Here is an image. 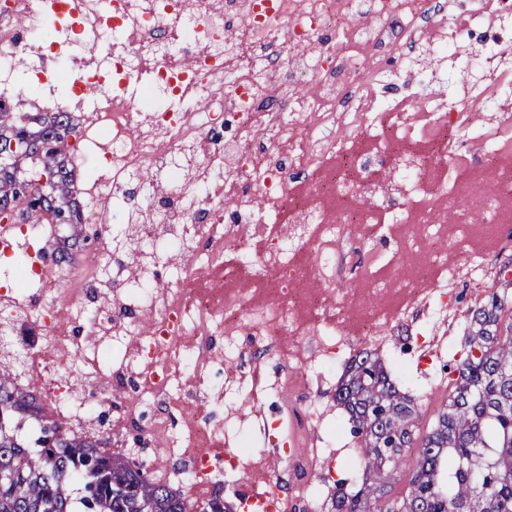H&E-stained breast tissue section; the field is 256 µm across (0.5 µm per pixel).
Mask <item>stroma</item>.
Listing matches in <instances>:
<instances>
[{"label":"stroma","mask_w":512,"mask_h":512,"mask_svg":"<svg viewBox=\"0 0 512 512\" xmlns=\"http://www.w3.org/2000/svg\"><path fill=\"white\" fill-rule=\"evenodd\" d=\"M437 230V239L431 242L423 239V231L417 225L394 224L386 229L384 237L344 243V251L351 253L352 258L341 285L351 289L357 298L353 325H362L365 303H373L384 311L398 310L407 303L404 292L388 288L386 264L387 257L397 252L400 240L406 235L418 236L421 242L414 253L404 256L401 272L408 280L430 286L440 280L443 263L463 262L468 254L481 252L483 245L490 241L488 235L476 228L469 230L467 236H460L457 225L452 223L438 222ZM473 305L469 290H462L444 316L423 311L413 319L397 323L387 343L378 350L399 387L415 398L422 415V427H431L436 410L447 397L443 388L449 380L447 365L463 353L467 314ZM111 314V295L90 294L83 318L74 325L66 350L53 354L54 359L68 366L66 372L58 374L57 380L63 389L81 397L78 409L85 421L83 433L104 440L107 451L122 449L137 461L146 463L155 446L139 444L135 436L137 431L150 430L153 417L162 406L157 402L145 403L135 425L116 426L115 421L124 407L120 390L112 384V372L120 368L128 348L114 345L111 337L100 332V319ZM18 338L31 347L38 340L34 334L10 331L8 341L0 343V364L13 366L20 389L38 392L45 375L19 358L11 345L12 340ZM238 341L243 353L231 368L232 373L242 378L233 396L237 413L230 418L223 406L212 405L205 410L201 425L223 429L225 454H237L240 441L250 442L276 477L280 494L288 500V512H326L325 505L336 481L353 480L362 474L361 469L354 466L357 442L347 431L346 414L334 399L347 354H340L333 362L324 360L315 351L311 337L288 334L282 336V343L300 351L301 357L286 362L250 353L252 337L242 335ZM284 373L302 380V387L290 400L294 407L308 415V431L323 450L320 467L308 477L310 492L306 495L297 492L288 467V437L280 428L284 417L281 399L274 392L263 398L251 394L252 379L270 385ZM210 480L207 491H186L188 512H195L197 505L213 493L239 504L248 475L243 467L221 464L213 470Z\"/></svg>","instance_id":"obj_1"}]
</instances>
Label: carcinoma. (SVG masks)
<instances>
[{
	"mask_svg": "<svg viewBox=\"0 0 512 512\" xmlns=\"http://www.w3.org/2000/svg\"><path fill=\"white\" fill-rule=\"evenodd\" d=\"M80 121L72 112L20 113L0 102V147L28 144L10 169L0 168V221L9 203L19 223L48 215L67 224L70 240L88 239L74 197L75 155L69 139ZM34 167L52 176L43 185L25 181ZM467 350L448 365V401L424 434L415 399L399 390L381 360L361 351L346 365L335 399L360 439L362 477L336 481L329 512H512V293L491 288L469 310ZM0 406L15 422L36 416L37 398L19 389L0 366ZM60 447L34 448L11 428L0 427V512H185L184 494L153 477L123 452L106 453L86 435H60ZM413 468L396 495L389 475L408 458Z\"/></svg>",
	"mask_w": 512,
	"mask_h": 512,
	"instance_id": "obj_1",
	"label": "carcinoma"
}]
</instances>
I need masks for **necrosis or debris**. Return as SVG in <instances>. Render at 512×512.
<instances>
[{"instance_id":"1","label":"necrosis or debris","mask_w":512,"mask_h":512,"mask_svg":"<svg viewBox=\"0 0 512 512\" xmlns=\"http://www.w3.org/2000/svg\"><path fill=\"white\" fill-rule=\"evenodd\" d=\"M89 7L100 19L105 74L79 58L84 27L69 0H6L0 83L14 89L15 58L52 18H66L46 45L64 68L43 72L39 83L66 78L70 96L47 103L80 112L83 153L104 158L108 174L137 189L146 175L161 178L131 211L125 231L147 250L116 243L111 262L99 257L94 266L107 271L113 292L127 294L112 302L113 337L136 340L137 368L127 377L136 388L126 416L135 418L148 399L179 412L185 429L175 437L167 418L155 419L152 433L163 443L152 464L165 472L174 449H183L195 460L197 485L212 470L198 452L206 443L222 445V433L199 426L202 405L173 397V382L198 388L216 361L232 366L242 327L262 341L312 336L320 356L334 360L352 347L342 324L354 298L336 285L347 263L340 243L382 235L390 224L432 230L436 208L452 221L461 217L456 194L427 199L430 158L395 152L377 134L380 113H393L402 139L432 143L450 174L469 160L494 161L512 144L511 115H502L495 131L487 121L512 99V0H438L433 11L422 0H276L274 22L261 18L254 0H89ZM146 70L151 79L133 98L112 95L100 81L132 80ZM305 74L314 82L301 83ZM450 125L466 132L468 154L443 139ZM358 131L373 135L371 152L354 149ZM337 156L342 176L320 179ZM511 196V182L492 181L472 206L505 248L512 230L499 224L498 212ZM324 197L346 203L344 213L321 207ZM283 223L288 233L280 232ZM311 233L317 242L303 266L294 247ZM257 237L266 245L254 255L245 245ZM161 243L174 250L177 279L155 290ZM391 267V285L409 302L391 316L371 314L367 341L375 347L396 323L443 301L459 280L481 289L505 276L480 255L445 265L442 280L421 290L401 276L399 262ZM249 271L272 282L275 301L209 285L215 273ZM305 275L320 281L331 317L301 319L296 284ZM5 312L15 324L37 327L41 349L67 341L52 303L31 305L21 316L10 305ZM183 363L190 372L174 379L172 367ZM291 443L288 465L303 490L319 451L301 422Z\"/></svg>"}]
</instances>
